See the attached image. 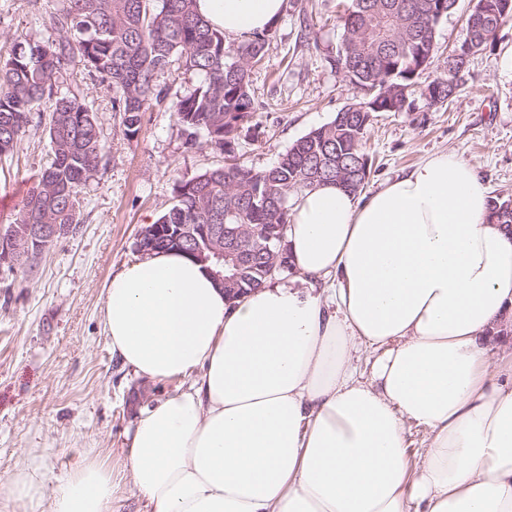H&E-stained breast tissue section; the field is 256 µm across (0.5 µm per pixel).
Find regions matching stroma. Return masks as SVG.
Returning a JSON list of instances; mask_svg holds the SVG:
<instances>
[{
	"label": "stroma",
	"instance_id": "35a3bbf8",
	"mask_svg": "<svg viewBox=\"0 0 512 512\" xmlns=\"http://www.w3.org/2000/svg\"><path fill=\"white\" fill-rule=\"evenodd\" d=\"M285 2L265 56L250 73L259 135L240 136L236 146L241 164L256 170L363 99L329 62L348 0ZM55 5L0 0V60L19 41L54 38L44 18ZM473 6L458 0L438 24L441 59L416 77L408 108L379 113L369 126L365 150L373 167L365 192L432 154L455 152L479 170L490 195L512 196V22L471 58L447 103L429 104L421 94L441 75L444 56L464 41ZM67 79L97 115L105 157L81 194L70 232L24 266L0 265V507L27 452L40 455L44 496L52 498L59 478L82 457L121 456L138 406L184 387L181 379L159 383L125 369L107 344L100 310L108 280L140 259L138 235L169 207L177 183L221 159L206 138L186 147L174 113L161 106L143 112L138 134L125 137L109 84L78 64ZM50 158L46 127L38 123L0 156V229L13 223Z\"/></svg>",
	"mask_w": 512,
	"mask_h": 512
}]
</instances>
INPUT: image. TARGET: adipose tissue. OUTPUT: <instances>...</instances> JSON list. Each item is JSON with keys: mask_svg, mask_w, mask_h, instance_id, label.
Returning a JSON list of instances; mask_svg holds the SVG:
<instances>
[{"mask_svg": "<svg viewBox=\"0 0 512 512\" xmlns=\"http://www.w3.org/2000/svg\"><path fill=\"white\" fill-rule=\"evenodd\" d=\"M284 9L197 0L242 40ZM286 245L294 279L237 300L177 250L112 276L113 357L188 384L140 410L120 461L84 457L50 512H112L125 484L143 512H512V365L489 346L512 307V235L476 169L443 152L367 195L303 190ZM44 483L29 456L10 496L40 512Z\"/></svg>", "mask_w": 512, "mask_h": 512, "instance_id": "1", "label": "adipose tissue"}]
</instances>
